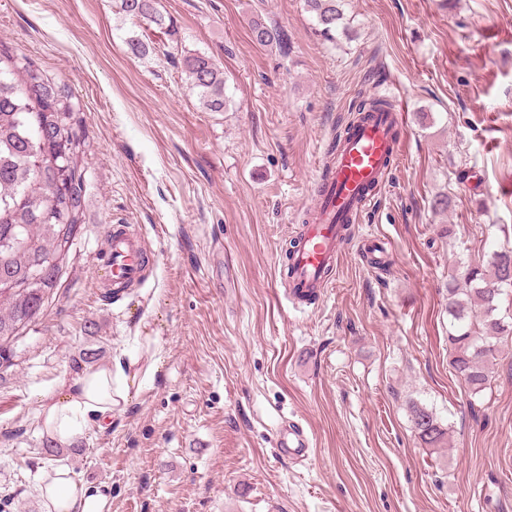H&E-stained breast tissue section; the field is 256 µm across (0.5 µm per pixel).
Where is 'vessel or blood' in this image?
I'll list each match as a JSON object with an SVG mask.
<instances>
[{"label":"vessel or blood","instance_id":"vessel-or-blood-1","mask_svg":"<svg viewBox=\"0 0 512 512\" xmlns=\"http://www.w3.org/2000/svg\"><path fill=\"white\" fill-rule=\"evenodd\" d=\"M404 120L402 109L388 104L371 112L366 120H354L337 140L330 162L316 177L308 216L292 234L294 247L283 267L289 301L311 300L329 287L328 274L339 266L352 225L361 223L389 183ZM107 233L112 258L107 277L116 286L139 282L144 255L138 240L115 224ZM360 247L362 260L369 267L380 268L391 261L381 238L365 237ZM278 443L284 458L295 460L308 454L309 437L303 428L285 427Z\"/></svg>","mask_w":512,"mask_h":512}]
</instances>
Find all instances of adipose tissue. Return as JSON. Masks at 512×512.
<instances>
[{"label": "adipose tissue", "mask_w": 512, "mask_h": 512, "mask_svg": "<svg viewBox=\"0 0 512 512\" xmlns=\"http://www.w3.org/2000/svg\"><path fill=\"white\" fill-rule=\"evenodd\" d=\"M128 396L113 385L111 369L83 373L62 396L46 394L39 415L52 437L64 442L75 437L89 421L108 424L117 406ZM39 497L47 512H106L107 499L77 480L64 466L56 467L40 483Z\"/></svg>", "instance_id": "obj_1"}]
</instances>
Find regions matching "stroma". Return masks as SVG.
<instances>
[{
    "label": "stroma",
    "mask_w": 512,
    "mask_h": 512,
    "mask_svg": "<svg viewBox=\"0 0 512 512\" xmlns=\"http://www.w3.org/2000/svg\"><path fill=\"white\" fill-rule=\"evenodd\" d=\"M118 3L0 0V49L71 94L87 142L59 300L0 367V512H43L39 403L87 371L86 347L128 377L129 403L61 463L109 512H512V335L480 397L448 343L449 281L512 247V0H348L331 37L303 0H158L170 34ZM257 21L284 45H259ZM187 52L223 70L224 111L189 90ZM379 69L406 121L389 188L332 287L293 308L285 249ZM110 224L141 237L149 267L108 302ZM366 234L390 239L386 270L363 263ZM412 400L447 447L420 444ZM292 422L311 439L300 463L276 448Z\"/></svg>",
    "instance_id": "obj_1"
}]
</instances>
